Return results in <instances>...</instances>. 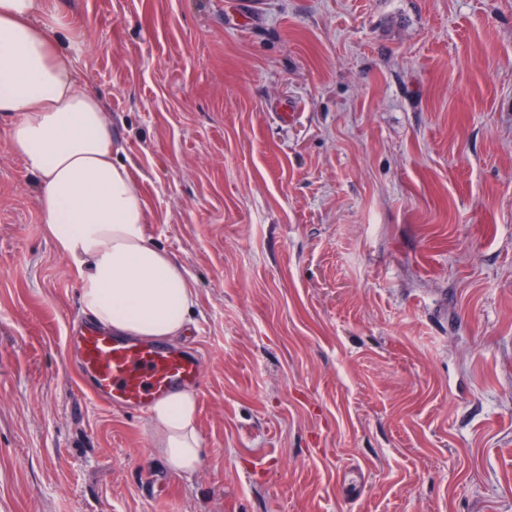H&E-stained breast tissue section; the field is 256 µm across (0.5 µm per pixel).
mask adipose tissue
Masks as SVG:
<instances>
[{
  "label": "adipose tissue",
  "instance_id": "ef3b65f1",
  "mask_svg": "<svg viewBox=\"0 0 512 512\" xmlns=\"http://www.w3.org/2000/svg\"><path fill=\"white\" fill-rule=\"evenodd\" d=\"M53 0H0V114L6 147L39 185L45 235L73 259L84 311L113 334L175 341L189 333L188 271L146 233V202L112 139L100 91L76 71L78 48L57 34ZM198 398L152 403L146 425L177 476L199 470Z\"/></svg>",
  "mask_w": 512,
  "mask_h": 512
}]
</instances>
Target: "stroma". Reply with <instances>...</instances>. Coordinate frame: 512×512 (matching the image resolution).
I'll return each instance as SVG.
<instances>
[{
    "mask_svg": "<svg viewBox=\"0 0 512 512\" xmlns=\"http://www.w3.org/2000/svg\"><path fill=\"white\" fill-rule=\"evenodd\" d=\"M56 5L197 289L205 458L80 389L1 114L0 512H512V0Z\"/></svg>",
    "mask_w": 512,
    "mask_h": 512,
    "instance_id": "obj_1",
    "label": "stroma"
}]
</instances>
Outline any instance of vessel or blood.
<instances>
[{
    "label": "vessel or blood",
    "mask_w": 512,
    "mask_h": 512,
    "mask_svg": "<svg viewBox=\"0 0 512 512\" xmlns=\"http://www.w3.org/2000/svg\"><path fill=\"white\" fill-rule=\"evenodd\" d=\"M69 344L81 385L107 407L144 412L154 400L198 385L201 379L196 354L115 336L92 322L70 336Z\"/></svg>",
    "instance_id": "obj_1"
}]
</instances>
